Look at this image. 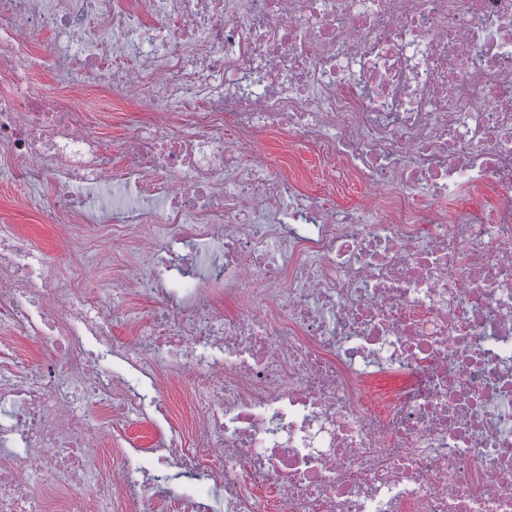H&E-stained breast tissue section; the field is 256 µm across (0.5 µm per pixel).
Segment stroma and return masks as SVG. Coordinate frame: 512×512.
I'll return each instance as SVG.
<instances>
[{"mask_svg":"<svg viewBox=\"0 0 512 512\" xmlns=\"http://www.w3.org/2000/svg\"><path fill=\"white\" fill-rule=\"evenodd\" d=\"M54 39V34L50 33L44 42L29 47L36 65L28 75V83L42 92L62 96L69 84L57 74L49 55V44ZM83 107L96 134L108 145L120 146L134 130L130 117L137 110V103L113 99L108 85H100L89 92ZM262 147L275 161L287 162L288 174L317 197L344 205L361 203L359 187L347 183L331 186L317 151L306 147L289 149L288 137L281 133L264 136ZM55 190L51 183L21 189L16 170L0 163V235L26 237L43 253L55 277L68 286L85 289L89 295L108 299L110 287L117 283L121 270L134 261L135 255L74 216L69 219L73 226L71 235L60 237L56 221L42 206L43 200ZM152 308L153 301L148 296L132 288L124 290L123 309L130 319L113 324V334L123 337L128 344H135L142 334L139 320L150 317Z\"/></svg>","mask_w":512,"mask_h":512,"instance_id":"obj_1","label":"stroma"}]
</instances>
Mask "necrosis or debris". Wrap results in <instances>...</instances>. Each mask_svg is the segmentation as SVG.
I'll return each mask as SVG.
<instances>
[{
  "mask_svg": "<svg viewBox=\"0 0 512 512\" xmlns=\"http://www.w3.org/2000/svg\"><path fill=\"white\" fill-rule=\"evenodd\" d=\"M4 19L0 82L23 92L0 94V153L56 185L59 220L144 229L122 277L156 306L131 348L0 238V323L48 355L0 356V512H89L71 491L92 482L112 512H512V0H0ZM48 27L81 66L65 98L24 86ZM106 77L151 117L116 151L74 103ZM273 132L370 205L276 177ZM93 402L167 422L160 446L99 474ZM172 417L180 424V427L190 428L192 407L186 394V390L176 387L170 394Z\"/></svg>",
  "mask_w": 512,
  "mask_h": 512,
  "instance_id": "obj_1",
  "label": "necrosis or debris"
}]
</instances>
